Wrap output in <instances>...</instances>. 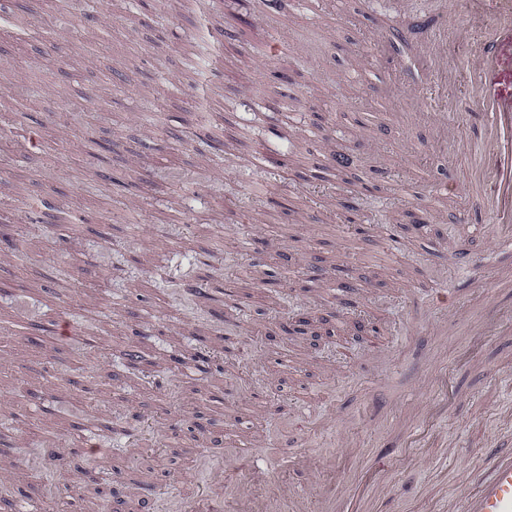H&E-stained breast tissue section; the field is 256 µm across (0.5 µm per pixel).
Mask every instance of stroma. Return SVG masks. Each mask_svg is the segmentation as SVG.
<instances>
[{
    "label": "stroma",
    "mask_w": 512,
    "mask_h": 512,
    "mask_svg": "<svg viewBox=\"0 0 512 512\" xmlns=\"http://www.w3.org/2000/svg\"><path fill=\"white\" fill-rule=\"evenodd\" d=\"M430 21L458 34L444 142L398 80ZM488 27L458 0H7L0 512L35 486L43 512H140L143 483L237 512L247 482L262 512L248 474L206 483L249 438L305 458L289 487L378 473L367 512H451L512 441V252L462 183L428 205L489 148L462 76ZM185 278L215 302L179 305ZM202 348L206 374L171 365Z\"/></svg>",
    "instance_id": "stroma-1"
}]
</instances>
